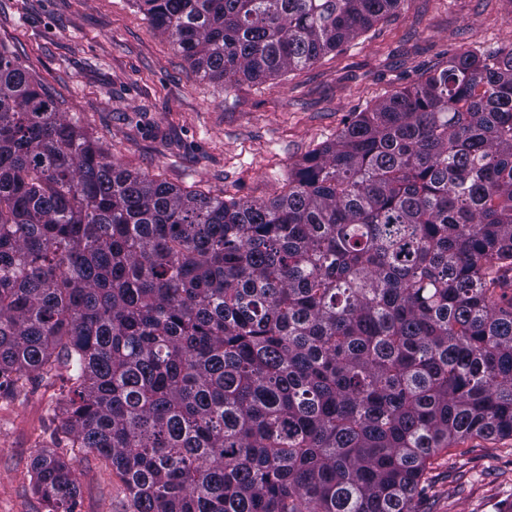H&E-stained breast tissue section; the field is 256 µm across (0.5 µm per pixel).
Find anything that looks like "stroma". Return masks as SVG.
Segmentation results:
<instances>
[{"label":"stroma","mask_w":512,"mask_h":512,"mask_svg":"<svg viewBox=\"0 0 512 512\" xmlns=\"http://www.w3.org/2000/svg\"><path fill=\"white\" fill-rule=\"evenodd\" d=\"M512 46V0H402L303 69L226 89L202 79L133 0H0V49L125 168L181 189L269 199L288 167L335 138L350 113L446 66L463 49ZM60 376L0 397V512H46L36 456L53 449ZM76 512H133L95 453L66 449ZM420 512H512V455L472 439L432 474Z\"/></svg>","instance_id":"35a3bbf8"}]
</instances>
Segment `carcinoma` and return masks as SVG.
Segmentation results:
<instances>
[{
	"label": "carcinoma",
	"mask_w": 512,
	"mask_h": 512,
	"mask_svg": "<svg viewBox=\"0 0 512 512\" xmlns=\"http://www.w3.org/2000/svg\"><path fill=\"white\" fill-rule=\"evenodd\" d=\"M201 77L302 69L400 0H135ZM63 366L54 435L133 512H416L512 439V48L355 112L270 200L112 162L0 51V389ZM33 487L74 512L72 464Z\"/></svg>",
	"instance_id": "cac0c4a2"
}]
</instances>
